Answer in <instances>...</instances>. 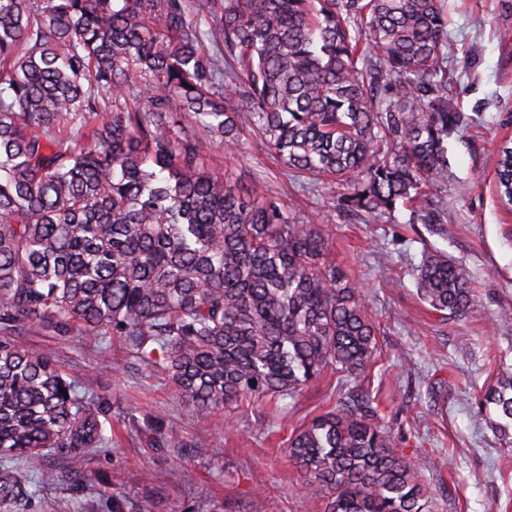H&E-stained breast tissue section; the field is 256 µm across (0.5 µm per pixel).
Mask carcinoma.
I'll return each instance as SVG.
<instances>
[{
    "mask_svg": "<svg viewBox=\"0 0 512 512\" xmlns=\"http://www.w3.org/2000/svg\"><path fill=\"white\" fill-rule=\"evenodd\" d=\"M210 45H205V42ZM443 0H0V512L60 480L47 456L109 440L26 332L120 337L202 417L295 398L328 370L336 403L288 438L324 512H435L366 369L377 326L332 242L269 190L207 164L238 118L350 212L420 203L448 168ZM496 189L512 207V141ZM417 290L448 318L477 294L430 254ZM479 404L512 439V366Z\"/></svg>",
    "mask_w": 512,
    "mask_h": 512,
    "instance_id": "cac0c4a2",
    "label": "carcinoma"
}]
</instances>
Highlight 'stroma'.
Masks as SVG:
<instances>
[{"instance_id": "1", "label": "stroma", "mask_w": 512, "mask_h": 512, "mask_svg": "<svg viewBox=\"0 0 512 512\" xmlns=\"http://www.w3.org/2000/svg\"><path fill=\"white\" fill-rule=\"evenodd\" d=\"M447 16L448 86L462 121L447 141L448 172L428 193L448 238L402 205L391 215L344 212L328 190L302 188L249 133L237 158L214 146L213 165L248 190L264 179L327 229L332 259L381 326L373 385L398 447L426 463L436 512H512V444L477 403L489 381L486 351L512 364V210L494 178L497 149L512 139V0H447ZM435 252L462 260L475 280L478 302L463 316L441 319L417 293V268ZM23 341L112 421L110 443L48 456L63 475L51 492L55 512L79 503L87 512H321V490L291 467L286 447L293 429L334 405L335 376L297 398L206 419L113 338L74 330ZM175 469L188 479L171 481Z\"/></svg>"}]
</instances>
